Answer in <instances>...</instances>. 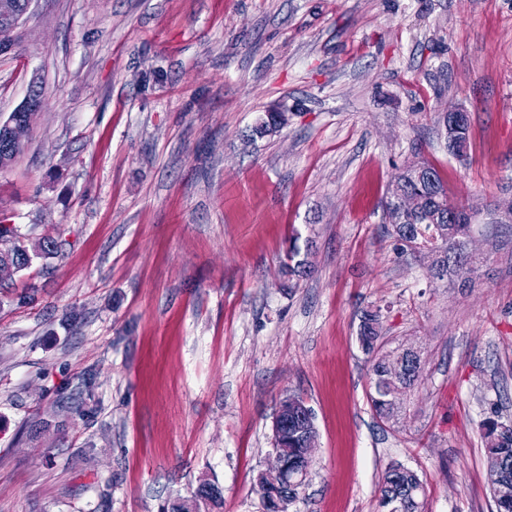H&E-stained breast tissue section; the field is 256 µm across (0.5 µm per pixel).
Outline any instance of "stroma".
<instances>
[{
	"instance_id": "1",
	"label": "stroma",
	"mask_w": 512,
	"mask_h": 512,
	"mask_svg": "<svg viewBox=\"0 0 512 512\" xmlns=\"http://www.w3.org/2000/svg\"><path fill=\"white\" fill-rule=\"evenodd\" d=\"M20 31L0 120L34 79L43 106L0 170V221L59 252L0 291V512H161L202 478L223 512H264L290 394L318 443L288 512H382L394 463L427 512H492L481 423L512 418V224L461 288L397 250L384 204L416 155L469 207L512 199V0H34ZM278 103L287 125L253 135ZM366 310L385 350L420 352L389 423ZM469 142V117L466 116L462 124L457 125L453 131L447 132L448 152L456 158L467 156V147Z\"/></svg>"
}]
</instances>
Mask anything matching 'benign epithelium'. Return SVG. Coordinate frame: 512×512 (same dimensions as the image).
Wrapping results in <instances>:
<instances>
[{"label": "benign epithelium", "mask_w": 512, "mask_h": 512, "mask_svg": "<svg viewBox=\"0 0 512 512\" xmlns=\"http://www.w3.org/2000/svg\"><path fill=\"white\" fill-rule=\"evenodd\" d=\"M5 129L10 147L20 148L26 119L16 117L5 125ZM403 369L409 375L419 377L416 363L401 365L389 357L383 359L380 372L395 379ZM316 443L313 414L304 398L295 394L284 397L272 418L273 462L256 476V484L269 495L270 512H288V505L308 480Z\"/></svg>", "instance_id": "1"}]
</instances>
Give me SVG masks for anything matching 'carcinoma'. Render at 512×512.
I'll use <instances>...</instances> for the list:
<instances>
[{"label": "carcinoma", "instance_id": "carcinoma-1", "mask_svg": "<svg viewBox=\"0 0 512 512\" xmlns=\"http://www.w3.org/2000/svg\"><path fill=\"white\" fill-rule=\"evenodd\" d=\"M288 124V113L266 112L255 127L265 135ZM469 121L447 133L448 152L457 158L467 156ZM385 219L389 234L399 242V250L434 255L430 272L442 279L458 281L463 287L473 283L480 260L460 257L464 240L473 232L476 217L466 207L448 197L439 171L426 161L409 163L388 186ZM58 253L57 240L42 236L37 246L28 249L18 229L0 224V288L26 270L33 259L48 261ZM359 335L364 337L363 352L370 357L371 391L369 400L378 419L389 422L398 410L399 396L411 386L405 379L391 380L381 376L379 368L385 353L381 350L380 316L365 311L361 315ZM482 435L490 476V491L495 512H512V421L504 420L497 410L482 422ZM379 504L389 503L397 512H425L426 490L419 475L400 464L388 467L380 482ZM199 496L205 504L202 512H213L224 504L222 489L204 480Z\"/></svg>", "mask_w": 512, "mask_h": 512}]
</instances>
